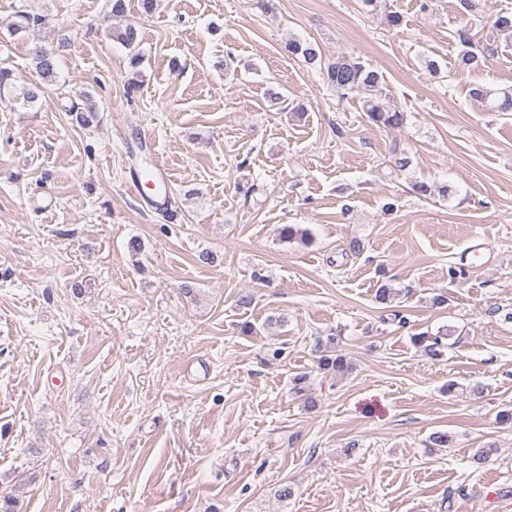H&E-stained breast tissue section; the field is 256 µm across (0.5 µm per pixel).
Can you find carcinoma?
Listing matches in <instances>:
<instances>
[{
    "instance_id": "1",
    "label": "carcinoma",
    "mask_w": 512,
    "mask_h": 512,
    "mask_svg": "<svg viewBox=\"0 0 512 512\" xmlns=\"http://www.w3.org/2000/svg\"><path fill=\"white\" fill-rule=\"evenodd\" d=\"M488 33L479 35L470 32L459 34V40L465 49L460 52L457 58V66L462 70L473 71L478 68L480 57L490 56L497 50L496 42L499 37L508 40L512 38V12L500 11L486 21ZM124 47L129 49L131 54L130 64L134 68L133 77L129 86H138L140 72L137 67L140 65L139 54L140 29L137 25L128 23L116 29L112 33ZM283 51L290 57L301 58L304 63L312 68H317L323 76L324 82L329 86L336 96L341 99L349 97L363 100L365 116L376 125H383L390 128H398L405 121V114L396 108H390L379 98L380 86L383 76L375 69L367 66L359 58L354 56H339L332 63L322 65V56L313 43H301L290 39L283 45ZM33 63L37 73L43 81L53 82L57 77L56 62L52 51L45 48H38L33 55ZM448 333H437L428 336L424 333L413 335L414 343L424 346V350L433 358H439L443 349L447 346L445 340ZM335 337L329 336L326 341H318L317 347L321 352L320 366L324 370H331L338 375H344L351 371V365L346 358L336 353L333 347Z\"/></svg>"
}]
</instances>
